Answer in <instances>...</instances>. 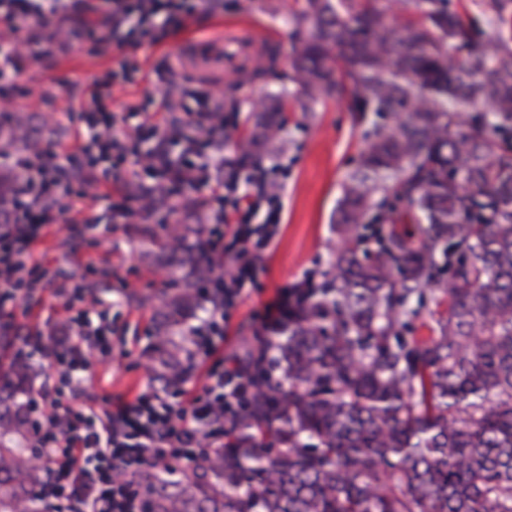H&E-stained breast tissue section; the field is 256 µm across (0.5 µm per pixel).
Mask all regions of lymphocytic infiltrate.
Wrapping results in <instances>:
<instances>
[{"mask_svg":"<svg viewBox=\"0 0 512 512\" xmlns=\"http://www.w3.org/2000/svg\"><path fill=\"white\" fill-rule=\"evenodd\" d=\"M224 0H0V92L12 89L26 66L51 58L74 44L90 40L99 54L113 55V46L157 47L186 30L201 15L223 11ZM165 15L164 27L155 16ZM108 72L114 86L142 79L139 66L125 55H113ZM158 96L131 103V110H153L154 119L133 134L118 132L112 115L99 109L100 96L91 92L81 115H95L99 131L92 144L76 142L72 150L55 147L14 150L0 142V169L11 168L15 180L8 206H0V335L16 332L13 316L2 314L6 303L35 287L60 297L61 324L67 341L52 351L58 379L41 388L40 414L32 444L44 462L49 483L43 498L62 499L70 512H140V497L124 476L170 460L192 461L203 449L224 444V426L244 410L245 385L232 360L219 357L224 329L218 319L234 306L245 282L265 267L282 224V185L277 167L252 173L251 187L239 188L238 177L224 174V93L204 87L188 89L173 75L161 79ZM151 140L148 151L139 141ZM183 150L172 155L169 145ZM128 166L135 178L149 176L168 200L185 188H209L200 207L211 226L205 256L224 270V304H213L204 324L192 327L189 343L194 357L208 362L211 393L202 396L180 389L176 401L140 395L97 412L95 400L83 397V375L92 363L91 351L108 353L106 330L86 331L74 311L80 288L59 285L49 277L44 257L36 249L48 235L71 232L80 221V203L122 193L121 174L101 181L94 171L91 148ZM265 221L252 226L251 218ZM83 400L80 409L62 408V390Z\"/></svg>","mask_w":512,"mask_h":512,"instance_id":"obj_1","label":"lymphocytic infiltrate"}]
</instances>
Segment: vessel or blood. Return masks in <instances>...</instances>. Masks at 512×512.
Here are the masks:
<instances>
[{
	"label": "vessel or blood",
	"mask_w": 512,
	"mask_h": 512,
	"mask_svg": "<svg viewBox=\"0 0 512 512\" xmlns=\"http://www.w3.org/2000/svg\"><path fill=\"white\" fill-rule=\"evenodd\" d=\"M272 42V37L251 32L230 45L221 40L196 43L186 48L185 60L198 67L203 76L214 79L231 70L249 72L259 56L258 45Z\"/></svg>",
	"instance_id": "vessel-or-blood-1"
}]
</instances>
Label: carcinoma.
<instances>
[{"label": "carcinoma", "instance_id": "obj_1", "mask_svg": "<svg viewBox=\"0 0 512 512\" xmlns=\"http://www.w3.org/2000/svg\"><path fill=\"white\" fill-rule=\"evenodd\" d=\"M415 5L400 22L390 0L289 13L304 109L347 98L369 125L338 244L274 354L245 337L232 446L182 479L137 472L143 512H512V0H489L488 28L448 0ZM260 100L244 168L288 125L283 96ZM137 232L168 280L147 347L167 391L188 379L183 333L213 270L204 227ZM36 377L24 355L0 373V512L54 509L30 446Z\"/></svg>", "mask_w": 512, "mask_h": 512}]
</instances>
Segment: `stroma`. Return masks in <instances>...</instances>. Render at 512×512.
<instances>
[{
    "mask_svg": "<svg viewBox=\"0 0 512 512\" xmlns=\"http://www.w3.org/2000/svg\"><path fill=\"white\" fill-rule=\"evenodd\" d=\"M295 4L296 0H224L223 25H216L211 18L199 20L193 36L203 40L220 34L231 42L239 36L241 26L262 29L278 39L276 70L285 75L290 69L293 37L283 11ZM127 54L142 66L147 78L125 90L109 86L108 58L93 55L87 43L76 44L45 64L27 67L18 79L19 85L31 91L28 98L19 102L21 118L38 119L49 112L59 113L53 140L66 146L73 142L75 131H82L89 138L95 133L88 124L74 126L64 115L69 104L86 97L92 83L101 85L103 111L114 114L120 128L127 132L147 119L145 113L128 111V101L156 94L160 88L157 72L164 65L180 67L188 85L201 83L197 71L183 66L173 43L157 49L131 48ZM263 89L287 92L288 128L281 141L267 149L268 156L280 157L283 166V228L264 272L257 281L245 284L241 300L228 311L224 330L233 348L241 346L243 337L253 335L258 327L255 313L280 288L328 268L331 248L338 239L334 217L341 186L355 167L367 129L358 114L350 112L346 101L331 100L305 112L296 99V86L285 78L254 83L242 79L224 90L225 108L240 111L238 126L224 143L225 157L240 155V146L253 128L250 102ZM119 202V197L114 196L88 203L85 214L92 221L91 227L81 228L71 238L49 239L42 245L56 280L88 287L97 298V305L77 306L88 328L111 330V364L94 365L84 382L87 394L101 408L137 394L160 391L159 384L150 377V362L145 354L153 324L155 291L145 287L144 282L155 265L132 225L113 223L112 209ZM105 251L111 256V266L104 271L86 270L72 259L77 252L94 256Z\"/></svg>",
    "mask_w": 512,
    "mask_h": 512,
    "instance_id": "obj_1",
    "label": "stroma"
}]
</instances>
